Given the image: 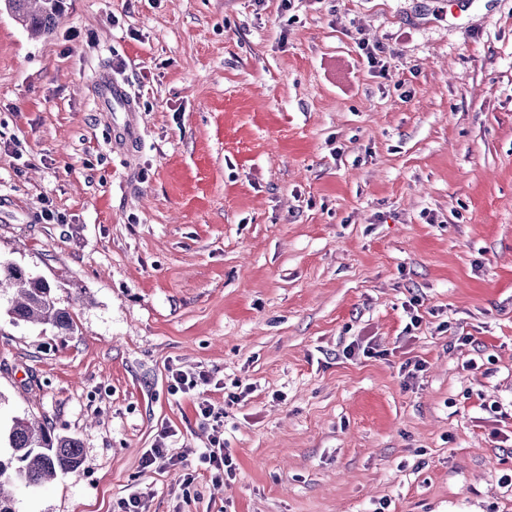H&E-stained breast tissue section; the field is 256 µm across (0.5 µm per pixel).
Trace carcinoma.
Segmentation results:
<instances>
[{
    "label": "carcinoma",
    "mask_w": 512,
    "mask_h": 512,
    "mask_svg": "<svg viewBox=\"0 0 512 512\" xmlns=\"http://www.w3.org/2000/svg\"><path fill=\"white\" fill-rule=\"evenodd\" d=\"M5 10L31 36L52 33L63 12V0H3ZM0 293L10 296L7 314L14 323L54 327L61 336L75 329L69 307L61 304L55 288L16 263L0 262ZM0 512H15L9 489L22 484L40 487L58 473H76L82 462L81 445L69 436H55L45 422L15 416L0 427Z\"/></svg>",
    "instance_id": "obj_1"
}]
</instances>
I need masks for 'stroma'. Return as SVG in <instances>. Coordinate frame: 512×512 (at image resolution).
<instances>
[{"label": "stroma", "instance_id": "obj_1", "mask_svg": "<svg viewBox=\"0 0 512 512\" xmlns=\"http://www.w3.org/2000/svg\"><path fill=\"white\" fill-rule=\"evenodd\" d=\"M64 3L47 38L0 8V261L76 321L0 313V423L82 446L16 512H512V0ZM98 98L99 104L108 112H125L123 125L113 130V137L115 141L133 144L138 138V130L132 112L137 110L125 83L113 79L108 72H104L98 84ZM218 435H214L210 447L206 452L201 453L204 463L208 464L210 469L216 471V477L224 473L227 477H233L238 469L235 458L231 455L227 448H224V438H221V432L214 430Z\"/></svg>", "mask_w": 512, "mask_h": 512}]
</instances>
